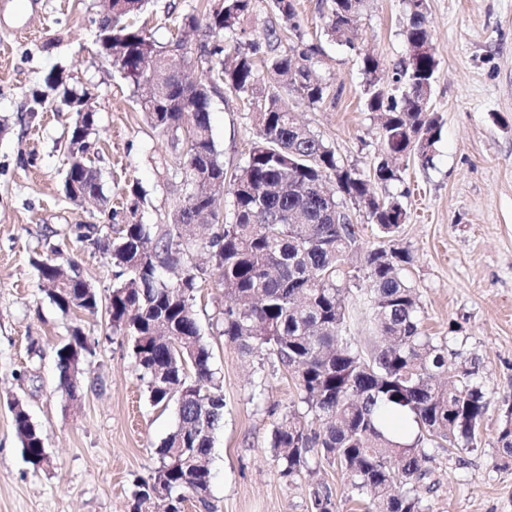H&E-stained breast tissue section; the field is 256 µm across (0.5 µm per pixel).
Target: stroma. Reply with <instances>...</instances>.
<instances>
[{
	"label": "stroma",
	"mask_w": 512,
	"mask_h": 512,
	"mask_svg": "<svg viewBox=\"0 0 512 512\" xmlns=\"http://www.w3.org/2000/svg\"><path fill=\"white\" fill-rule=\"evenodd\" d=\"M203 0H153L141 19L166 42L171 16ZM321 0H298L307 43L317 50L314 78L335 102L312 107L288 96L297 120L331 145L346 166L372 180L377 196L402 195L408 219L395 238L412 261L424 326L453 335L452 346L481 360L480 381L491 406L482 443L465 463L431 449L437 481L428 512H512V463L497 442L512 405V0H427L426 22L438 67L432 105L442 128L430 162L399 161V181L374 182L383 155L379 120L363 98L361 54L393 72L407 54L404 0H365L354 47L327 32ZM104 0H0V512H132L137 484L159 464L158 450L177 423V406L152 405L126 337L113 334L105 313L63 314L42 292L31 260L59 247L101 296L114 282L109 260L50 228L79 224H168L182 174L165 159L168 138L139 112L132 88L94 42ZM92 95L97 112L89 137L103 175L104 204L64 198V141L75 114L50 96L37 118L29 112L50 70ZM213 138L226 165L242 162L255 135L250 113L221 88L212 94ZM139 194H131V186ZM224 296L201 281L194 310L222 385L224 419L210 457L207 503L187 498L184 512H311L314 482L330 487L339 512H354L335 467L312 462V474L281 478L271 447L274 425L297 400L288 373L266 354L242 353L226 339ZM96 341L76 400L58 390L55 347L72 327ZM266 391L255 397L258 379ZM22 400L43 431L50 462H26L10 403Z\"/></svg>",
	"instance_id": "stroma-1"
}]
</instances>
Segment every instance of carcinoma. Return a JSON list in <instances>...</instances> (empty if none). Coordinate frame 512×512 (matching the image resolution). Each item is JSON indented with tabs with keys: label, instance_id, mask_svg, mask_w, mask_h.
Listing matches in <instances>:
<instances>
[{
	"label": "carcinoma",
	"instance_id": "cac0c4a2",
	"mask_svg": "<svg viewBox=\"0 0 512 512\" xmlns=\"http://www.w3.org/2000/svg\"><path fill=\"white\" fill-rule=\"evenodd\" d=\"M260 2L206 0L203 17L181 16L182 26H202L216 41L207 52L205 79L189 87L168 79L159 65L178 51L181 39L159 43L131 22L149 9L150 0H112V17L96 28L97 43L112 42V65L133 86L138 109L170 136L187 186L166 226L136 222L111 233L98 224L74 229L78 241L108 256L116 268L106 312L112 332L131 341L151 403H183L175 430L159 449V466L138 484L133 510L150 508L158 490L167 494V512H182L188 495L203 504L208 499L206 462L224 416V396L193 300L199 280L209 274L224 294L223 335L245 354L268 350L294 378L298 403L311 416L305 424L293 411L275 424L272 448L280 475L295 477L314 456L339 469L364 512H427L425 493L433 489L424 466L428 449L446 446L448 455L462 461L481 442L490 400L478 382L480 359L463 356L446 338L423 330L419 298L402 275L411 255L394 246L363 254L364 337L353 334L345 294L359 228L349 216L334 221L328 211L336 205L345 210L351 201L367 211L383 238L399 233L407 211L396 196L376 197L367 180L289 112L287 95L312 106L331 96L327 85L311 77L315 48L303 43L296 0H267L279 22L265 29L264 43L236 38ZM405 3L407 44L413 50L427 46L429 52L396 69L393 93L379 83L375 56H361L359 66L366 77L365 102L379 113L388 155L416 153L427 162L441 132L440 117L431 110L437 60L425 0ZM353 7V0L322 2L328 32L351 46L359 22ZM44 85L63 95L76 114L65 143L75 164L62 184L74 181L103 197L100 170L76 145V138L95 126L96 113L79 111L74 105L79 94L68 88L61 71H50ZM220 86L235 92L256 122L244 161L230 170L210 121V93ZM374 177L383 184L400 180L398 168L386 159L374 166ZM224 185L231 195L230 215L222 224H210L206 218H218L216 190ZM198 212L205 218L197 228L210 255L208 268L184 260L188 241L181 224L191 223ZM32 263L62 312L98 311L100 296L80 278L75 262L35 258ZM75 346L85 355L78 363L66 355ZM92 354L78 326L55 348L58 388L67 397L74 398ZM10 406L22 454L37 468L47 457L43 432L21 400ZM396 412L411 419L409 441L384 431ZM498 442L504 459H511L512 408ZM311 502L313 512H334L325 485L313 488Z\"/></svg>",
	"mask_w": 512,
	"mask_h": 512
}]
</instances>
